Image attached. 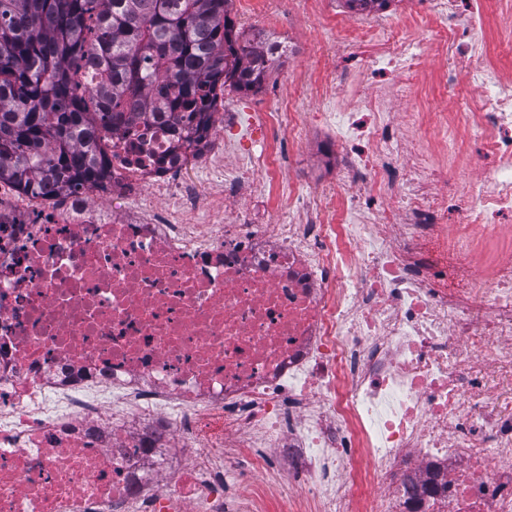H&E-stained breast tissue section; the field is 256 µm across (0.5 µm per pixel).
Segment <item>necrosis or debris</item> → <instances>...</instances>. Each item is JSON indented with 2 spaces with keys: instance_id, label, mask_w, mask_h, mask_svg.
<instances>
[{
  "instance_id": "4bbe7bcc",
  "label": "necrosis or debris",
  "mask_w": 512,
  "mask_h": 512,
  "mask_svg": "<svg viewBox=\"0 0 512 512\" xmlns=\"http://www.w3.org/2000/svg\"><path fill=\"white\" fill-rule=\"evenodd\" d=\"M298 2L392 77L308 75L331 179L284 185L280 95L227 115L255 152L151 119L101 190L0 189V512H512V0ZM431 40L467 111L420 107ZM488 46L487 61L503 64L508 66L512 65V54L508 53V39L504 32L495 26H492L486 34Z\"/></svg>"
}]
</instances>
